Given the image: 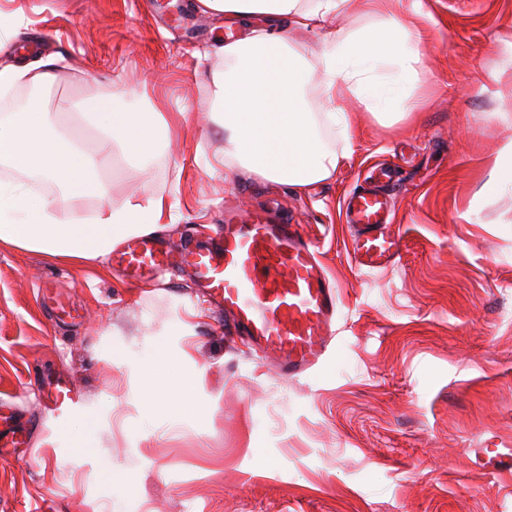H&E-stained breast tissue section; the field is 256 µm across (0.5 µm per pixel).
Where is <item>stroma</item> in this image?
<instances>
[{
  "instance_id": "1",
  "label": "stroma",
  "mask_w": 512,
  "mask_h": 512,
  "mask_svg": "<svg viewBox=\"0 0 512 512\" xmlns=\"http://www.w3.org/2000/svg\"><path fill=\"white\" fill-rule=\"evenodd\" d=\"M192 2L0 0V62L54 59L57 81L36 98L50 119L117 95L176 125L148 162L118 156L100 171L113 207L171 205L157 234L172 248L206 240L228 208L300 225L339 292L336 343L284 379L187 271L138 287L105 256L50 263L1 244L0 414L26 438L0 447V512H512V471L483 466L512 456V194L480 191L512 139V0H421L434 22L416 42L425 70L408 116L387 126L349 103L346 157L304 190L225 176L211 48L242 27ZM367 22L355 0L289 36L314 52ZM384 167L400 255L368 270L344 201ZM0 181L38 187L75 222L101 209L6 160ZM183 323L188 335H173ZM163 344L178 353L172 373H199L207 419L152 417L135 401L141 379L122 358ZM59 381L79 407L112 405L93 455L48 442Z\"/></svg>"
}]
</instances>
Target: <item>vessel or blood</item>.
Returning <instances> with one entry per match:
<instances>
[{"label":"vessel or blood","instance_id":"vessel-or-blood-1","mask_svg":"<svg viewBox=\"0 0 512 512\" xmlns=\"http://www.w3.org/2000/svg\"><path fill=\"white\" fill-rule=\"evenodd\" d=\"M346 214L355 228L359 266H391L400 251L389 228L392 206L381 186L351 194ZM131 283L150 282L160 271L187 268L233 318L235 334L275 361L277 373L296 379L319 365L336 339L338 298L315 245L293 224L262 215L225 212L216 241L172 250L145 235L112 254Z\"/></svg>","mask_w":512,"mask_h":512}]
</instances>
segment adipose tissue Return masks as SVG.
Returning <instances> with one entry per match:
<instances>
[{
    "label": "adipose tissue",
    "instance_id": "1",
    "mask_svg": "<svg viewBox=\"0 0 512 512\" xmlns=\"http://www.w3.org/2000/svg\"><path fill=\"white\" fill-rule=\"evenodd\" d=\"M369 24L341 37L326 39L308 53L292 43L288 30L319 25L330 16L350 12L353 0H198L203 11L240 20L241 35L217 45L223 72L214 74L215 98L224 130V169H244L269 182L304 189L330 179L342 159L325 139L326 131L349 141V99L364 105L381 122L393 120L407 88L420 79L421 60L411 48L427 17L413 7L399 18V0H363ZM320 74L326 111H309L303 97L311 74ZM57 79L53 60L43 57L0 66V95L21 85L52 88ZM99 131L96 151H88L67 121L48 128L46 115L30 107L21 117L0 121V160L50 179L72 195L107 197L98 170L115 156L149 160L159 146L160 113L115 109L100 100L83 112ZM163 199L149 208L136 203L106 208L90 222L73 224L56 214V202L22 183H0V243L42 254L50 262L80 264L110 253L133 236L158 227ZM168 347H157L150 361L128 362L143 382L139 402L155 412L180 417L204 416L195 393L198 375L165 380L160 371L170 359ZM79 411L66 426L76 453L96 445V431L111 414Z\"/></svg>",
    "mask_w": 512,
    "mask_h": 512
}]
</instances>
